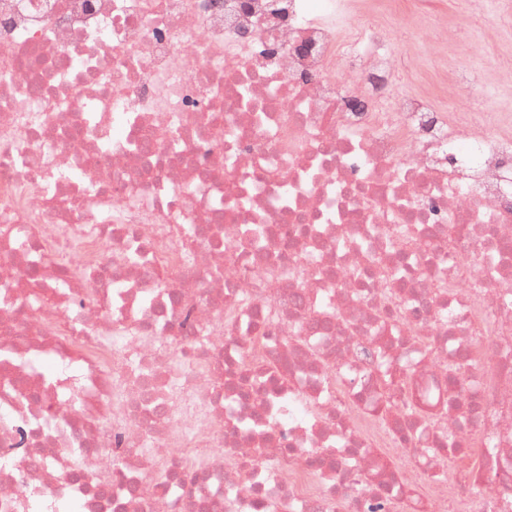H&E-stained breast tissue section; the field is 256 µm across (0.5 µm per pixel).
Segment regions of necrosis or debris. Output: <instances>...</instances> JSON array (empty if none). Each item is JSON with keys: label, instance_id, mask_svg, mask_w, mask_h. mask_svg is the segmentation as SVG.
Returning a JSON list of instances; mask_svg holds the SVG:
<instances>
[{"label": "necrosis or debris", "instance_id": "necrosis-or-debris-1", "mask_svg": "<svg viewBox=\"0 0 512 512\" xmlns=\"http://www.w3.org/2000/svg\"><path fill=\"white\" fill-rule=\"evenodd\" d=\"M361 37L0 0V512H512V135Z\"/></svg>", "mask_w": 512, "mask_h": 512}]
</instances>
